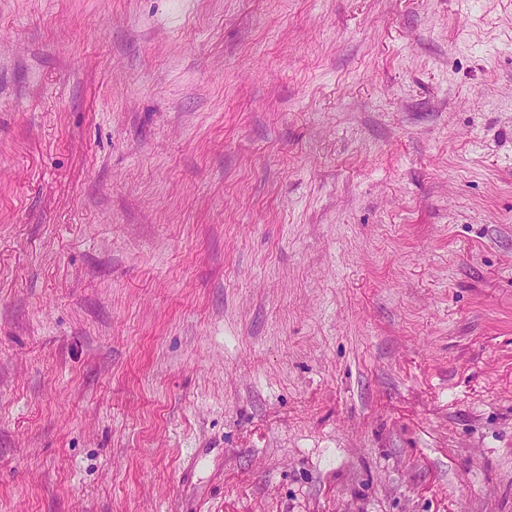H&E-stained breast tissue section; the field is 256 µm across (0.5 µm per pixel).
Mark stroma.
<instances>
[{
    "mask_svg": "<svg viewBox=\"0 0 512 512\" xmlns=\"http://www.w3.org/2000/svg\"><path fill=\"white\" fill-rule=\"evenodd\" d=\"M0 512H512V0H0Z\"/></svg>",
    "mask_w": 512,
    "mask_h": 512,
    "instance_id": "35a3bbf8",
    "label": "stroma"
}]
</instances>
